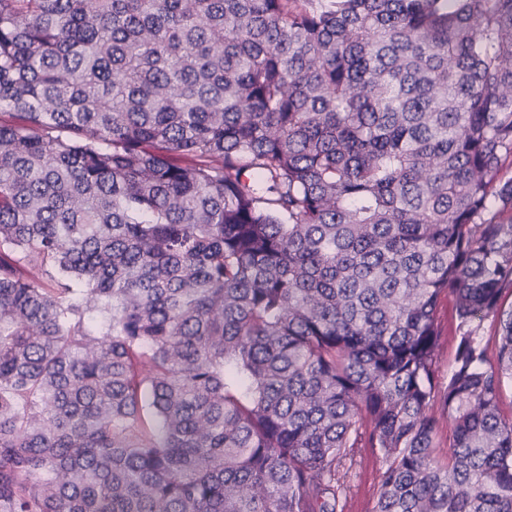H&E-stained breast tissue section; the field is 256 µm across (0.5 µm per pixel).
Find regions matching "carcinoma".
<instances>
[{
  "label": "carcinoma",
  "mask_w": 512,
  "mask_h": 512,
  "mask_svg": "<svg viewBox=\"0 0 512 512\" xmlns=\"http://www.w3.org/2000/svg\"><path fill=\"white\" fill-rule=\"evenodd\" d=\"M511 158L512 0H0V512H512ZM439 322L442 327V349L440 353V368L443 374H448V365L451 363L456 346L457 321L453 317L452 303L443 297L438 309ZM382 456L377 448H358L355 464L349 473L351 485L348 512H372L378 495L377 472Z\"/></svg>",
  "instance_id": "1"
}]
</instances>
